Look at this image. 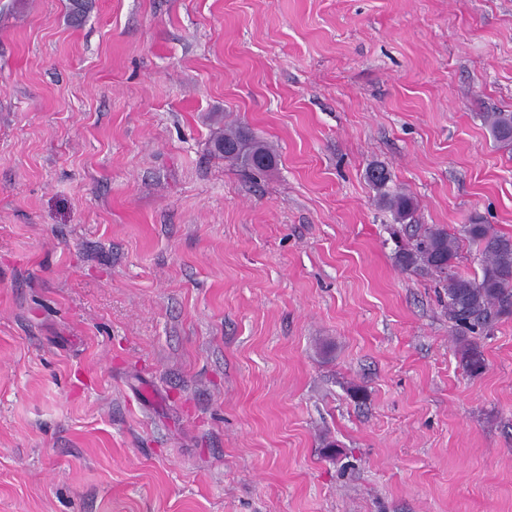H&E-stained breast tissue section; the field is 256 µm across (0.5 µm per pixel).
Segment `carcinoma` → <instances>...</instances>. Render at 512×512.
Instances as JSON below:
<instances>
[{"instance_id":"obj_1","label":"carcinoma","mask_w":512,"mask_h":512,"mask_svg":"<svg viewBox=\"0 0 512 512\" xmlns=\"http://www.w3.org/2000/svg\"><path fill=\"white\" fill-rule=\"evenodd\" d=\"M485 122L500 147L512 150V113L490 112L485 115ZM214 149L224 160L254 171L267 170L274 162L269 146L244 128L216 138ZM368 178L395 221L412 219V197L388 188L390 174L384 167L372 168ZM463 235L479 248L481 263L477 275L457 271L459 238L437 225L421 227L399 241L395 261L404 270L438 277L447 297L448 321L454 329L486 335L496 320L512 314V235L495 231L478 218L463 225ZM457 354L467 372L479 374L484 370L485 360L476 343H461Z\"/></svg>"}]
</instances>
